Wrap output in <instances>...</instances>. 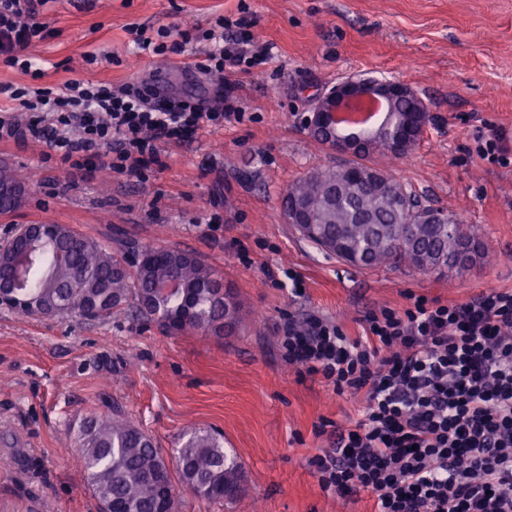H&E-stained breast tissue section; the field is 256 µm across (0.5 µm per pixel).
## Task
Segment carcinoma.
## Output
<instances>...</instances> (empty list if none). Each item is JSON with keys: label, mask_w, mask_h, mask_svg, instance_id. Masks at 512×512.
Returning a JSON list of instances; mask_svg holds the SVG:
<instances>
[{"label": "carcinoma", "mask_w": 512, "mask_h": 512, "mask_svg": "<svg viewBox=\"0 0 512 512\" xmlns=\"http://www.w3.org/2000/svg\"><path fill=\"white\" fill-rule=\"evenodd\" d=\"M376 153L393 158L390 138L380 134L371 152L338 167L316 169L286 190L283 206L308 205L312 223L303 237L355 266L410 265L420 270L458 268L452 261L464 243H474V258L487 259L481 242L451 222L434 217L389 171L369 165ZM359 169L357 181L349 171ZM25 287L32 303L45 302L56 314L105 321L123 307L162 316L179 333L224 332L230 314L223 276L197 255L174 249L155 253L127 269L122 258L62 224L30 243ZM177 278L184 292L159 295L157 282ZM81 463L100 512H175L176 484L214 503L233 502L243 493L244 472L220 442L189 436L176 450L170 468L155 442L119 410L86 417L80 426Z\"/></svg>", "instance_id": "obj_1"}]
</instances>
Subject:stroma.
<instances>
[{
	"instance_id": "obj_1",
	"label": "stroma",
	"mask_w": 512,
	"mask_h": 512,
	"mask_svg": "<svg viewBox=\"0 0 512 512\" xmlns=\"http://www.w3.org/2000/svg\"><path fill=\"white\" fill-rule=\"evenodd\" d=\"M220 15L246 17L269 56L224 73L243 119L169 146L165 169L136 178L102 168L82 180L49 157L45 140L0 141V171L32 175L20 206L0 214V242L22 225L50 223L127 257L141 246L192 252L222 272L240 305L224 336L171 335L125 309L87 323L0 306V512H99L75 458L83 419L113 405L165 458L187 435L210 434L244 467L238 501L215 504L181 486L176 512H371L367 493L322 490L309 464L333 441L316 427L347 425L360 401L288 364L280 324L313 313L355 336L366 313L403 307L411 292L463 303L512 289V165L471 153L479 130L512 135V0H94L82 10L49 0L39 19L55 34L27 50L43 77L0 61V83L150 78L174 97L208 98L216 78L196 64L209 47L202 34ZM133 22L193 39L182 54L158 56L133 43ZM357 74L408 84L424 99L429 122L415 148L370 163L454 214L487 261L449 272L364 269L285 222L286 188L341 163L307 130L314 100ZM288 269L302 278V296L272 281Z\"/></svg>"
}]
</instances>
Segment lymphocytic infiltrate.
Listing matches in <instances>:
<instances>
[{"mask_svg": "<svg viewBox=\"0 0 512 512\" xmlns=\"http://www.w3.org/2000/svg\"><path fill=\"white\" fill-rule=\"evenodd\" d=\"M49 0H0V59L38 79L25 51L51 37L38 15ZM217 18L203 70L218 77L207 100L165 99L152 81L118 86L69 80L59 88L0 84L28 118L0 113V140L47 138L73 173L97 166L143 177L162 165L163 145L241 120L226 68L262 59L266 45L230 33ZM405 307L368 312L361 335L320 315L286 319L288 363L362 399L358 418L336 429L334 447L310 464L322 489L360 492L374 512H512V289L465 303L408 294Z\"/></svg>", "mask_w": 512, "mask_h": 512, "instance_id": "obj_1", "label": "lymphocytic infiltrate"}]
</instances>
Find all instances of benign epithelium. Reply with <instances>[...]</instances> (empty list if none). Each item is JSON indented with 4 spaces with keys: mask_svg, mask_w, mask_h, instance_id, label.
<instances>
[{
    "mask_svg": "<svg viewBox=\"0 0 512 512\" xmlns=\"http://www.w3.org/2000/svg\"><path fill=\"white\" fill-rule=\"evenodd\" d=\"M414 99L419 107L404 113L395 125L393 144L399 152L409 146V140L420 136L425 130L428 119L425 118L426 104L410 86L391 80L373 77H348L334 85L328 92L315 99L313 112L307 119L310 134L325 140L333 151L340 155L352 156L370 149L371 143L360 135H345L341 132L338 115L346 111L353 103L360 101H388ZM28 248H13L0 252V264H6L13 270L11 281L0 285V297L21 287L25 279Z\"/></svg>",
    "mask_w": 512,
    "mask_h": 512,
    "instance_id": "obj_1",
    "label": "benign epithelium"
}]
</instances>
